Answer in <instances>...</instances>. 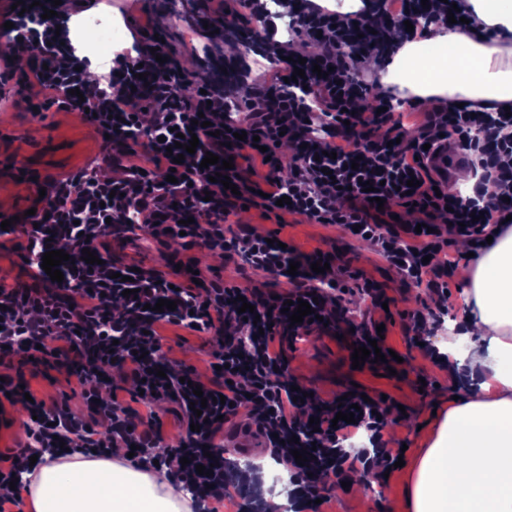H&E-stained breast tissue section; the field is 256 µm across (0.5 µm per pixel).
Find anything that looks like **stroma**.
<instances>
[{
    "label": "stroma",
    "instance_id": "obj_1",
    "mask_svg": "<svg viewBox=\"0 0 512 512\" xmlns=\"http://www.w3.org/2000/svg\"><path fill=\"white\" fill-rule=\"evenodd\" d=\"M98 154L99 138L94 128L77 113L36 109L27 102L5 110L0 114V214L8 218L23 216L35 185L45 186L58 174L89 167ZM239 222L260 234L278 232L303 252H331L347 261L351 270L363 272L382 288L387 308L373 306L370 300L356 294L350 296L348 307L365 312L367 324L383 326L384 344L395 351V359L353 368L352 332L340 320L333 335L297 341L288 350V363L303 387L317 389L322 396L341 397L355 389L373 397L386 396L384 435L391 438L393 448L404 451V466L387 476L374 475L371 486L356 481L347 489L338 483L330 486V512H405L408 465L419 448L425 447L439 413L447 411L453 396L460 392L447 369L425 356L409 315L430 309L435 317L429 320L428 331L436 336L447 335L449 325L458 316L461 277L467 261L459 262L443 292L403 279L366 242L351 238L342 226L308 224L291 215L278 225L256 210L242 212ZM117 254L125 262L153 266L163 274L180 265L207 270L211 278L226 282H271L270 276L250 268L240 258L191 249L183 239L154 238L135 231ZM162 334L164 351L171 363L194 368L202 380H210L208 358L212 345L207 338L176 326L166 327ZM390 367L395 368V375H387ZM69 371L66 364L28 365L22 370V378L38 396L67 401L72 412L89 416L80 394L72 389Z\"/></svg>",
    "mask_w": 512,
    "mask_h": 512
}]
</instances>
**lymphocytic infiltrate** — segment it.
Masks as SVG:
<instances>
[{
	"label": "lymphocytic infiltrate",
	"instance_id": "obj_1",
	"mask_svg": "<svg viewBox=\"0 0 512 512\" xmlns=\"http://www.w3.org/2000/svg\"><path fill=\"white\" fill-rule=\"evenodd\" d=\"M214 7L217 29L228 28L241 17L257 27L262 53L269 61L263 79L252 78L241 63L238 81L245 93L207 86L205 93L188 98L180 84L189 73L180 61L167 58L159 40L133 25V52H116L112 75L91 78L89 63L76 55L66 27L70 12L43 20L35 30L13 33L0 49V87L12 76L16 62L29 68L23 84L45 106L64 111L92 112V125L102 139L94 171L81 170L53 179L51 191L33 199L36 212L19 229L18 247L24 253L47 249L68 253L62 262V282L36 269L33 284L0 288V368L36 356L40 360L80 357L78 385L93 412L85 421L67 405L26 401L25 391L12 380L0 383V413L21 405L34 421L27 439L0 454V512H24V494L30 489L21 474L30 470V458L66 447L93 457L109 456L112 449L139 446L146 464H159L178 485L194 486L195 501L203 512H221L224 506V424L247 409L259 434L267 439L270 455L282 442L318 418L327 445L308 451L307 461L294 465L293 476L301 498H322L324 487L357 466L382 459L393 468L397 455L384 448V421L376 413L380 401L361 402L352 411L351 399L295 401L293 378L285 347L300 336H318L335 325L347 295L377 297L376 284L343 264H330L327 254H304L293 247L267 243L249 230H233L228 221L243 206L273 214L288 213L311 224H339L355 239L368 242L403 279L445 287V277L456 265L447 251L457 239L478 252L487 237L512 225V206L488 197V187L512 194V116L504 108L489 109L478 102L460 108L438 99L422 113L413 142L400 141L402 120L394 113L390 96L372 97L366 63L377 57L391 64L399 44L423 38L425 25L406 29L415 0H366L353 15L294 0L289 10L294 39L281 42L264 0H208ZM369 34L355 41L356 31ZM315 62L320 73L294 78L295 57ZM374 108H366L367 98ZM205 125H198V118ZM245 140H238L239 132ZM196 134L195 153L174 164L169 149L178 134ZM464 144L470 151L476 180L472 196L450 194L447 181L438 179L432 158L443 143ZM289 145L292 164L280 172L275 161L279 144ZM232 159L228 170L234 188L212 182L215 166H202L206 154ZM268 154L265 172H257L254 158ZM179 180L167 182V172ZM418 187L408 188L409 179ZM374 193H366L365 183ZM289 204H281V197ZM414 215L411 224L395 225L394 208ZM153 228L155 234L191 237L199 250L239 256L254 269L285 280L273 292L255 286L220 281L205 290L181 284L172 288L149 267L134 271L113 260V242L127 241L129 216ZM424 232H416V225ZM99 262L88 265L84 251ZM329 263L316 273L315 262ZM296 275H289L291 263ZM176 302L175 310L154 311L158 300ZM315 302L317 318L291 323L288 301ZM254 305L259 321L244 318L241 303ZM199 334L215 332L224 343L214 355L221 386L204 387L207 405L201 413L190 408L196 397L182 383L179 370L166 367L160 323ZM124 371L146 404L178 407L184 424L200 426L203 444L186 440L183 447L157 455L160 431L155 418L133 422L131 409L118 396L104 372ZM350 412L353 423L337 420ZM106 436H99L98 426ZM365 430L375 457L357 458L345 446L356 430ZM212 466V475L198 474V466Z\"/></svg>",
	"mask_w": 512,
	"mask_h": 512
}]
</instances>
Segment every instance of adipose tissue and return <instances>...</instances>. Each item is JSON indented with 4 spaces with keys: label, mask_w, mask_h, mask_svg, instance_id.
I'll return each instance as SVG.
<instances>
[{
    "label": "adipose tissue",
    "mask_w": 512,
    "mask_h": 512,
    "mask_svg": "<svg viewBox=\"0 0 512 512\" xmlns=\"http://www.w3.org/2000/svg\"><path fill=\"white\" fill-rule=\"evenodd\" d=\"M462 29L431 26L406 43L383 84L420 99L512 105V0H468ZM461 317L439 353L464 348L466 390L452 401L406 483L408 512H512V229L462 276ZM30 512H192L165 475L123 450L105 458L44 460L31 477Z\"/></svg>",
    "instance_id": "obj_1"
}]
</instances>
